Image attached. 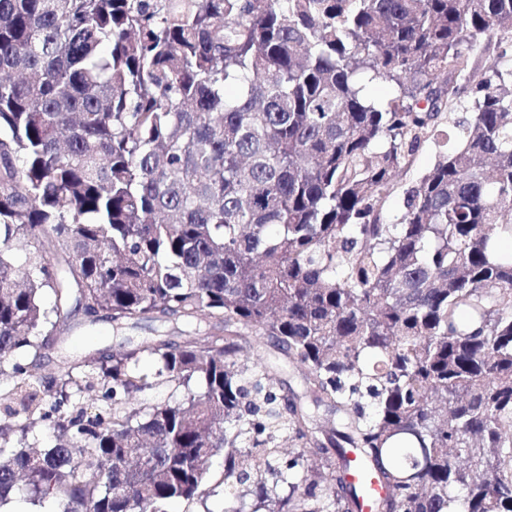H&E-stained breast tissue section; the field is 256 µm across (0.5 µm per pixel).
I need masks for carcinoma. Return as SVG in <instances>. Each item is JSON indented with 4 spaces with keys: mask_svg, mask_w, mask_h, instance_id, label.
I'll use <instances>...</instances> for the list:
<instances>
[{
    "mask_svg": "<svg viewBox=\"0 0 512 512\" xmlns=\"http://www.w3.org/2000/svg\"><path fill=\"white\" fill-rule=\"evenodd\" d=\"M491 43L512 53V0H0V504L21 485L56 512H164L222 451L227 512L248 482L252 512H359L352 449L375 512H512ZM79 310L195 329L36 376ZM251 331L300 391L248 364ZM163 381L181 397L142 399ZM438 147L434 144V141H425L417 151L413 167L406 174L400 177V183L406 184L413 180L416 176L431 168L436 160ZM349 459L351 460L348 479L361 490V511L372 512V505L374 500L381 495V484L372 473L366 469L361 463L360 459L354 452H349Z\"/></svg>",
    "mask_w": 512,
    "mask_h": 512,
    "instance_id": "carcinoma-1",
    "label": "carcinoma"
}]
</instances>
